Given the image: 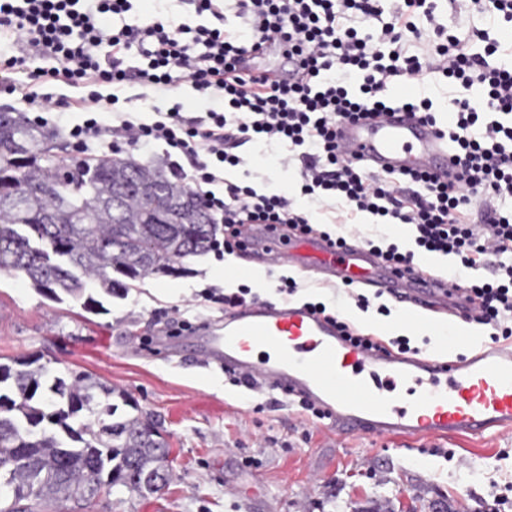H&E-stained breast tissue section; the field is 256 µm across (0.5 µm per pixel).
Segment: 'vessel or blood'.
Listing matches in <instances>:
<instances>
[{"label":"vessel or blood","mask_w":512,"mask_h":512,"mask_svg":"<svg viewBox=\"0 0 512 512\" xmlns=\"http://www.w3.org/2000/svg\"><path fill=\"white\" fill-rule=\"evenodd\" d=\"M337 141L374 173L425 170L455 181L458 167L441 130L396 110L367 122L342 123ZM249 254L264 265L313 266L322 281L386 290L397 302L462 314L461 287L378 263L357 239L331 246L318 236L296 239L247 232ZM206 359L225 370L312 404L339 434L386 438L482 439L512 434V347L482 346L443 362L387 354L346 340L335 324L299 305H255L204 326Z\"/></svg>","instance_id":"obj_1"}]
</instances>
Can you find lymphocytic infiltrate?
Listing matches in <instances>:
<instances>
[{
	"instance_id": "f902f5d3",
	"label": "lymphocytic infiltrate",
	"mask_w": 512,
	"mask_h": 512,
	"mask_svg": "<svg viewBox=\"0 0 512 512\" xmlns=\"http://www.w3.org/2000/svg\"><path fill=\"white\" fill-rule=\"evenodd\" d=\"M194 18L179 24L162 19L113 28L108 15L132 11L133 0H0V80L34 111L36 125H48L52 98L38 94L41 78L86 87L76 101L85 119L69 136L77 152L110 153L116 141L136 150L164 145L186 158L184 181L201 188L208 211L224 225L215 252L241 248L246 226L287 227L300 235L318 232L286 197L257 193L249 186H212L225 167L240 165L239 147L254 140L282 146L281 166L299 163L301 191L316 201L334 199L352 211L369 213L411 228L412 248L382 240L365 247L407 273L419 254L456 256L461 266H489L491 278L471 281L474 319L493 342L512 339V69L491 64L499 45L488 31L446 34L436 0H402L383 15L380 0H239L238 29L200 23L203 15L223 19V0H191ZM383 18L375 43L360 37L355 18ZM484 44L472 51L471 40ZM279 43L297 70L294 81H273L240 70L244 55ZM109 46L100 56V46ZM27 56L15 55V47ZM49 60L50 68L28 69V58ZM27 79L15 81L14 73ZM442 75L455 88L453 120L445 131L460 167L455 183L425 172L374 174L347 161L336 145L341 119L379 116L394 103L388 91L402 80L423 82ZM191 82L217 98L205 115L186 117L180 107L150 124L117 117L98 119L100 103L116 105L117 91L136 83L171 91ZM112 86L100 94V85ZM482 197L492 208L474 224L469 206Z\"/></svg>"
}]
</instances>
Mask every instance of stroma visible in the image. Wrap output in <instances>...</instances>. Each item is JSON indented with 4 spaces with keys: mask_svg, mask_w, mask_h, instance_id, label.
<instances>
[{
    "mask_svg": "<svg viewBox=\"0 0 512 512\" xmlns=\"http://www.w3.org/2000/svg\"><path fill=\"white\" fill-rule=\"evenodd\" d=\"M436 13L453 33L488 28L502 45L495 62L512 63V40L504 36L508 23L490 26L481 17L457 15L449 0H438ZM37 90L52 95L62 114L57 130L65 155L75 160L69 130L83 114L73 102L86 88L47 81ZM119 96L115 110L145 123L153 121L154 108L177 102L185 116L202 112L203 96L187 82L164 97L143 95L136 85ZM239 154L243 164L225 168L215 192L228 182L280 194L285 184L301 183L296 170L272 164L260 145L246 144ZM305 212L333 233L350 222L360 236L409 244L398 225L339 202H311ZM215 259L210 251L185 259L182 275L135 281L125 295L105 300L98 314L76 301L52 300L24 277L0 271V363L32 358L68 376L91 375L149 413L171 450L173 478L149 498L104 492L78 505L45 502L41 512H512V492L504 490L512 482V434L411 444L336 436L289 405L280 391L265 385L251 391L235 385L223 368L199 367V346L188 334L159 341L171 322L192 326L223 318L220 298L233 288L214 274ZM257 271L248 303L321 302L382 343L397 336L390 325L401 310L387 293L364 289V311L351 290L320 282L312 269L261 265ZM285 276L296 281L294 293L280 291ZM382 305L389 315L379 314Z\"/></svg>",
    "mask_w": 512,
    "mask_h": 512,
    "instance_id": "obj_1",
    "label": "stroma"
}]
</instances>
